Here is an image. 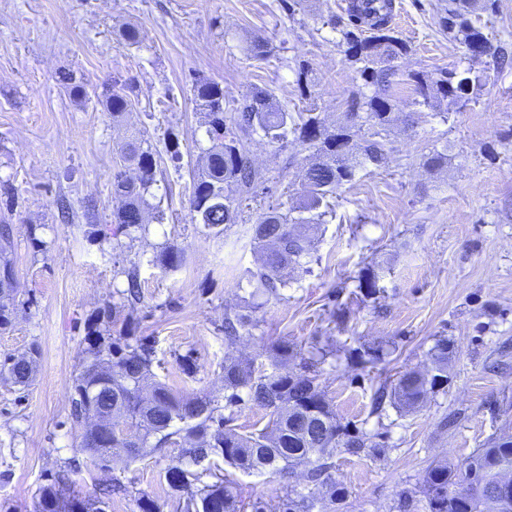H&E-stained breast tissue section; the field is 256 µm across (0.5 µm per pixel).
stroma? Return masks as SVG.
<instances>
[{"label":"stroma","instance_id":"35a3bbf8","mask_svg":"<svg viewBox=\"0 0 512 512\" xmlns=\"http://www.w3.org/2000/svg\"><path fill=\"white\" fill-rule=\"evenodd\" d=\"M346 2L0 0V216L12 227L16 289L0 362L38 350L28 387L0 379V512H34L39 488L74 459L80 466L70 478L83 496L95 500L101 488L122 484L106 512H138L144 495L162 512L177 510L164 475L180 444L135 462L117 453L103 468L80 447L85 427L71 417L72 382L91 328L147 339L160 382L219 397L227 355L252 357L281 339L304 354L330 347L315 366L327 399L342 424L382 450L336 454L332 478L347 495L334 503L320 493L314 512H427L431 466L461 463L493 436L512 434V69H496L493 57L512 52V0H497L492 51L478 58L444 29L448 0H395L391 26L407 48L400 77L470 69L486 85L477 102L452 113L417 104L409 85L394 88L386 164L357 169L332 195L305 270L279 296L252 293L251 227L269 207L298 205L312 148L253 135L250 155L266 182L243 201L238 222L214 235L191 219L192 175L211 146L193 103L195 80L219 82L228 109L261 87L286 110L312 108L336 125L363 89L342 36ZM130 25L138 44L122 37ZM257 41L267 45L264 57L250 52ZM68 71L83 79L82 100L59 81ZM111 81L132 103L118 120L100 99ZM133 134L155 155L154 208L142 230L90 239L91 224L111 223L119 204L112 172ZM435 151L447 157L443 168L425 164ZM171 245L185 260L166 270L158 257ZM372 263L382 268L380 291L365 298L357 277ZM132 267L141 294L131 304L122 292ZM228 313L253 320L231 347L222 330ZM442 338L452 348L447 382L417 411L373 412L383 379L430 369L427 352ZM231 476L243 503L264 512H281L305 484L300 472Z\"/></svg>","mask_w":512,"mask_h":512}]
</instances>
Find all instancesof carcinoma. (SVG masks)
<instances>
[{
	"label": "carcinoma",
	"mask_w": 512,
	"mask_h": 512,
	"mask_svg": "<svg viewBox=\"0 0 512 512\" xmlns=\"http://www.w3.org/2000/svg\"><path fill=\"white\" fill-rule=\"evenodd\" d=\"M393 0H363L349 6L353 29L343 32L357 64L355 78L371 95L352 100L346 118L362 119L373 128L371 138L357 142L361 127L337 126L329 129L318 112L285 110L274 95L255 89L245 96L235 113H224V88L217 82L199 78L193 86L194 101L204 113L206 134L212 146L203 164L192 178L190 212L192 220L208 229L238 221L245 196L266 182L249 158L252 136L262 134L268 141L288 138L315 149L319 161L304 170L299 188L300 203L292 217L271 207L252 227V240L261 255V265L250 272L256 291L278 295L288 278L301 267V258L309 254V232L325 216L320 208L336 188L350 181L360 165L379 167L386 162L384 135L393 124L392 104L386 92L397 84L398 72L386 65L405 52L404 45L391 35ZM446 28L451 37L471 50L488 43L486 25L472 19L464 6L448 0ZM414 93L419 103L446 104L455 112L479 99L482 79L470 73L450 70L429 82L413 75ZM103 104L112 115H120L130 105L128 95L112 85L104 86ZM123 158L134 166L135 175L122 169L112 176V189L120 206L112 213L115 227L93 224L91 239L127 234L140 228L151 208L147 196L154 184L156 160L132 137L123 147ZM160 265L175 270L183 263V250L167 247L159 257ZM379 272L373 265L363 268L357 277L360 293L371 298L379 292ZM12 283L0 281V330L12 324ZM243 317L224 316L228 345L235 344ZM267 360L264 371L254 358L227 356L224 359V401L207 393L180 394L155 379L152 372L153 348L140 341L134 345L111 337L97 336L90 342L79 374L74 380L72 416L83 421L95 412L112 422V437L84 431L81 447L91 463L103 465L112 455L123 453L129 460L142 459L165 447L174 437L185 443L182 460L165 471L168 487L179 495L180 512H207L212 503L223 512H243L233 480L219 477L193 491L199 473L196 466L212 472L225 463L244 474L283 475L304 468L307 485L327 487L330 496L342 499L345 488L336 484L330 470L336 452L358 456L377 446L362 433L341 424L318 382V374H296L289 370L301 352L286 340L263 349ZM429 372L410 369L400 373L396 383L383 382L373 395V407L383 408L389 401L403 410H414L436 386L448 381V363L452 351L448 340L440 339L428 352ZM34 353L9 357L0 364V374L11 383L26 387L33 375ZM250 403L269 411L270 419L261 429L241 434L227 427L230 418L224 407ZM131 430L138 435L135 444L123 437ZM507 481L512 487V440L496 438L476 449L462 464L434 465L427 473L425 494L429 512H512V498L507 506L496 508L487 491ZM78 502L82 512H104L103 501L82 497L71 490L68 475L59 474L49 485L39 489L36 512H73ZM313 499L300 492L288 497L283 512H312Z\"/></svg>",
	"instance_id": "obj_1"
}]
</instances>
